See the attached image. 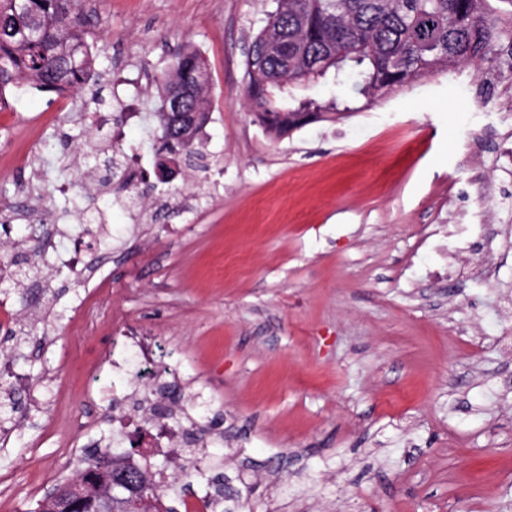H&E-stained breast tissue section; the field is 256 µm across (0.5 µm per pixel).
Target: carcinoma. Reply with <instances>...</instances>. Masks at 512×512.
<instances>
[{"mask_svg": "<svg viewBox=\"0 0 512 512\" xmlns=\"http://www.w3.org/2000/svg\"><path fill=\"white\" fill-rule=\"evenodd\" d=\"M487 0H275L264 26L254 36L246 59L247 107L254 121L276 138L298 128L299 113L318 115L352 110L358 97L371 99L393 87L449 65L481 64L494 46L508 41L512 24L485 8ZM284 30L288 44L303 54L269 49L266 26ZM82 0H0V99L6 91L30 85L70 92L99 77L92 33ZM334 72L329 98H304L289 104L296 88L320 83ZM209 73L202 54L188 49L159 80V105L153 109L166 151L187 162L200 159L199 136L209 120ZM172 98L184 102L194 123L167 111ZM89 454L76 479L102 485L98 456ZM114 471L136 473L124 495L143 500L141 512H174L163 499L183 487L182 480L203 476L196 463L168 476L135 468L113 455Z\"/></svg>", "mask_w": 512, "mask_h": 512, "instance_id": "cac0c4a2", "label": "carcinoma"}]
</instances>
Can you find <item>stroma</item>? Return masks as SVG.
<instances>
[{
	"label": "stroma",
	"mask_w": 512,
	"mask_h": 512,
	"mask_svg": "<svg viewBox=\"0 0 512 512\" xmlns=\"http://www.w3.org/2000/svg\"><path fill=\"white\" fill-rule=\"evenodd\" d=\"M102 96L119 113L85 157L78 108L30 89L0 110V306L31 339L7 361L17 430L0 512L82 469L103 437L168 457L114 408L139 393L133 329L156 346L161 414L255 488L254 512H512V67H450L272 139L246 104L270 0H86ZM204 55L201 168L159 183L155 75ZM467 90L476 105L458 108ZM101 246L63 260L84 212Z\"/></svg>",
	"instance_id": "35a3bbf8"
}]
</instances>
